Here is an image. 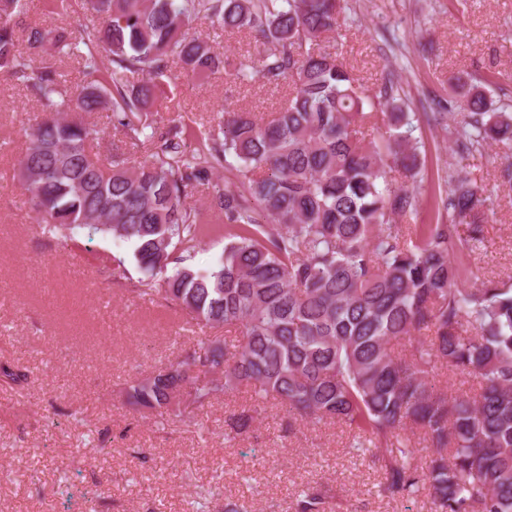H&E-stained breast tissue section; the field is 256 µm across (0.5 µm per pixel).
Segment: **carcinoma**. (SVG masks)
Wrapping results in <instances>:
<instances>
[{
	"label": "carcinoma",
	"instance_id": "carcinoma-1",
	"mask_svg": "<svg viewBox=\"0 0 512 512\" xmlns=\"http://www.w3.org/2000/svg\"><path fill=\"white\" fill-rule=\"evenodd\" d=\"M26 2L0 0V77L42 113L18 169L42 232L131 244L130 261L161 276L156 292L168 303L237 335L231 346L200 338L131 382L127 400L164 419L183 415V399L199 410L252 387L307 423L357 428L351 447L377 449L385 497L424 492L441 512H512V285L461 287L485 246L490 196L456 172L442 200L448 221L396 223L418 211L425 161L394 83L370 93L319 48L344 23L341 0H82L100 20L93 28L67 21L69 0L45 2L60 23L26 25ZM199 19L252 34L258 58L216 52L190 33ZM65 60L79 83L68 84ZM174 63L191 77L222 69L285 84L288 105L268 121L226 109L204 130L156 124L148 114ZM492 84L448 77V109L466 110L448 130L463 158L485 146L512 151V107L493 99ZM102 110L122 136L104 163L100 130L86 119ZM127 147L147 159L129 166ZM226 165L239 187L209 200L223 223L204 224L186 199ZM212 235L228 239L217 260L187 264ZM421 332L430 339L395 353ZM439 365L477 392L433 387ZM407 427L431 450L425 467L399 439ZM329 498L309 487L295 512H328Z\"/></svg>",
	"mask_w": 512,
	"mask_h": 512
}]
</instances>
